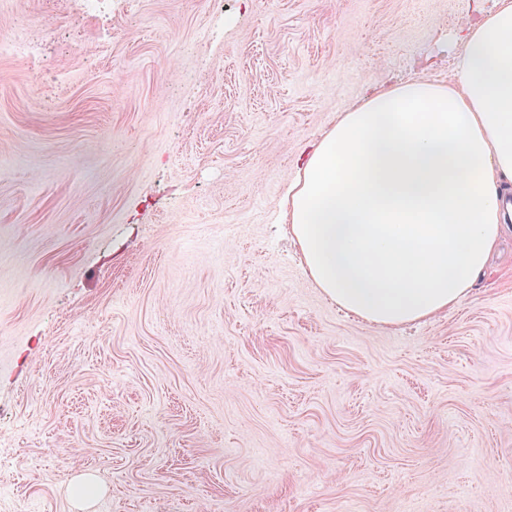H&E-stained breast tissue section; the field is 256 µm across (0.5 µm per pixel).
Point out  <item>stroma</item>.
Listing matches in <instances>:
<instances>
[{"instance_id": "stroma-1", "label": "stroma", "mask_w": 512, "mask_h": 512, "mask_svg": "<svg viewBox=\"0 0 512 512\" xmlns=\"http://www.w3.org/2000/svg\"><path fill=\"white\" fill-rule=\"evenodd\" d=\"M496 0H0V512H512V221L379 328L278 227L301 149Z\"/></svg>"}]
</instances>
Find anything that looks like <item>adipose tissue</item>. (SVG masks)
<instances>
[{
	"label": "adipose tissue",
	"mask_w": 512,
	"mask_h": 512,
	"mask_svg": "<svg viewBox=\"0 0 512 512\" xmlns=\"http://www.w3.org/2000/svg\"><path fill=\"white\" fill-rule=\"evenodd\" d=\"M285 184L303 267L339 308L385 328L466 299L512 188V0L468 30L451 82L374 90Z\"/></svg>",
	"instance_id": "obj_1"
}]
</instances>
